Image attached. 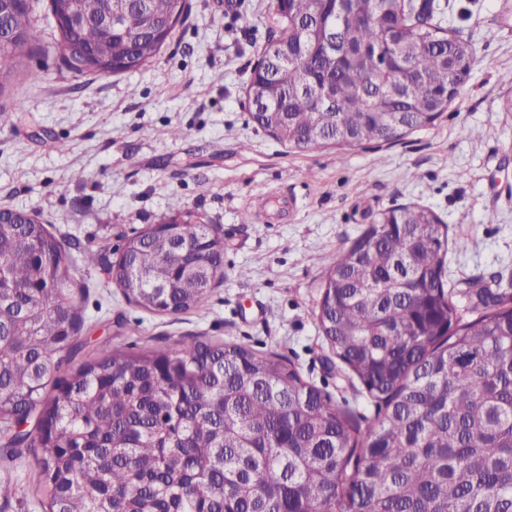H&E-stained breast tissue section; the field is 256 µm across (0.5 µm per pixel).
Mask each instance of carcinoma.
<instances>
[{
    "mask_svg": "<svg viewBox=\"0 0 512 512\" xmlns=\"http://www.w3.org/2000/svg\"><path fill=\"white\" fill-rule=\"evenodd\" d=\"M109 0H50L56 48L81 76L149 64L189 0H128L124 25L92 23ZM435 0H271L268 41L246 99L253 124L288 147L392 143L434 123L471 71V44ZM76 11L91 23L66 30ZM9 26L0 92L42 41L31 5L0 0ZM340 53L327 51L330 39ZM336 88L333 103L319 89ZM165 250L153 226L117 255L84 250L128 302L178 315L224 280V237L173 205ZM24 211L0 207V448L39 456L46 512H512V292L445 289L447 230L400 205L323 258L314 316L331 357L375 418L360 429L292 363L236 343L184 340L167 352L109 347L75 370L86 289L70 249ZM35 420L34 431L20 426Z\"/></svg>",
    "mask_w": 512,
    "mask_h": 512,
    "instance_id": "cac0c4a2",
    "label": "carcinoma"
}]
</instances>
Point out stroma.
<instances>
[{
    "label": "stroma",
    "instance_id": "1",
    "mask_svg": "<svg viewBox=\"0 0 512 512\" xmlns=\"http://www.w3.org/2000/svg\"><path fill=\"white\" fill-rule=\"evenodd\" d=\"M270 0H190L188 20L146 68L78 76L61 63L49 0H31L43 41L18 65L0 106V206L33 215L84 248L170 218L181 201L224 237V280L200 309L157 315L129 303L104 268L77 264L87 290L81 351L166 350L189 336L293 363L335 402L355 392L315 326L324 255L348 248L381 210L429 207L463 250L448 285L496 278L512 288V0H450L442 21L475 64L434 124L397 144L291 150L252 124L245 88L273 34ZM248 277H240V270ZM0 512H42L33 453L4 462Z\"/></svg>",
    "mask_w": 512,
    "mask_h": 512
}]
</instances>
